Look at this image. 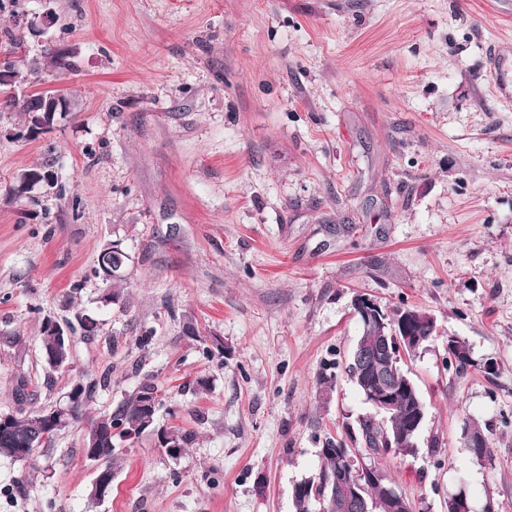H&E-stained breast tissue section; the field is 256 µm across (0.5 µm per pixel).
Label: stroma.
<instances>
[{
    "label": "stroma",
    "mask_w": 512,
    "mask_h": 512,
    "mask_svg": "<svg viewBox=\"0 0 512 512\" xmlns=\"http://www.w3.org/2000/svg\"><path fill=\"white\" fill-rule=\"evenodd\" d=\"M484 2L54 0L75 67L13 92L61 90L76 107L34 140L7 136L19 116L0 120V411L21 378L29 410L76 379L98 387L34 469L0 458V512H296L326 438L368 409L338 366L357 294L436 321L404 364L426 407L418 447L385 458L388 476L416 512H448L462 487L478 510L512 512V100L486 77L512 0L496 17ZM42 162L67 199H7ZM110 242L131 261L106 305L92 270ZM80 312L101 330L49 370L43 318ZM452 337L476 362L459 375ZM147 374L159 424L193 441L178 458L149 432L120 442L95 502L82 426ZM468 421L488 428L489 458L466 448Z\"/></svg>",
    "instance_id": "1"
}]
</instances>
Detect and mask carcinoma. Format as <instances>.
<instances>
[{
  "mask_svg": "<svg viewBox=\"0 0 512 512\" xmlns=\"http://www.w3.org/2000/svg\"><path fill=\"white\" fill-rule=\"evenodd\" d=\"M10 9L14 28L7 32L8 52L0 58V68H21L30 64L33 75L51 69L53 71H71L74 64L71 53L61 47L60 41L44 45L43 56L40 59L27 60L26 57L13 58V55L22 48L26 31L21 26V18L24 16L20 0H0V10ZM43 95L38 91L21 96L8 95L0 100V116L7 112H18L21 115V124L16 134V139H24V133L34 127L30 109L37 97ZM38 173L47 174L49 181L42 183V187L49 188L53 194L60 198H67L66 186L59 183L54 170L48 165H36L24 170V174L32 176ZM129 255H118L102 250L97 266L92 270L95 277L102 280L107 290L116 301L120 298V292L116 287L128 279ZM77 324L67 323L70 334L81 330L84 337H90L99 330L98 320L90 315H76ZM475 365L472 352L467 341L448 338V368L461 374ZM96 383L81 384L79 396L72 408L69 424L80 421L83 411L90 404L95 392ZM158 385L151 377H146L139 384L135 392L114 411L104 414L91 423L84 430L83 447L87 457L100 465L99 471L109 475L114 474L123 465V458L119 453L116 442L119 440H131L140 437L144 430L140 422L144 412L145 403L149 400L157 401L159 397ZM421 400L418 388L409 392L397 393V407L387 418L382 420L368 414L359 416L355 423L347 426V439H331L329 447L319 449L320 468L318 474L305 478L295 484L293 490L296 512H311L312 504L320 506V512H361L347 507L346 502L339 496L336 490V482L345 470L344 458L337 453V449L347 447V444L355 446L372 471L380 474V477L361 478L364 485L362 495L365 499L367 512H394L390 503L392 481L380 465V460L393 455H409L414 449L402 444V433L413 421V407ZM42 411H25L19 409L7 413L10 424L0 429V457L10 459L13 449L25 445L35 448L49 447L54 439H39L44 432ZM462 435L466 438L485 440L482 448L484 456L490 455L489 436L483 428L474 422H466L463 425ZM167 443L176 448L177 455H182L185 448L192 442L188 433L179 430L166 431Z\"/></svg>",
  "mask_w": 512,
  "mask_h": 512,
  "instance_id": "carcinoma-1",
  "label": "carcinoma"
}]
</instances>
